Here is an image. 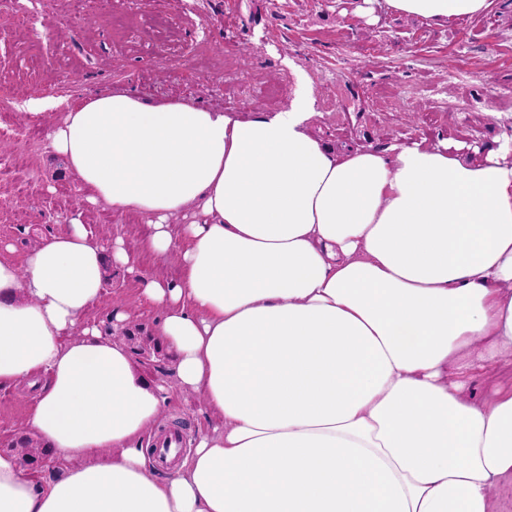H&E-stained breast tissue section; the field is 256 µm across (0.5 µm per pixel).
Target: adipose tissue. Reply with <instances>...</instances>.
Instances as JSON below:
<instances>
[{"instance_id": "obj_1", "label": "adipose tissue", "mask_w": 512, "mask_h": 512, "mask_svg": "<svg viewBox=\"0 0 512 512\" xmlns=\"http://www.w3.org/2000/svg\"><path fill=\"white\" fill-rule=\"evenodd\" d=\"M491 3L384 0L431 23ZM63 110L47 150L83 201L147 217L142 250L181 275L143 273L77 217L19 261L0 241V389L44 377L24 425L73 463L39 482L0 454V512H498L512 148L338 149L306 87L246 118L123 89ZM110 264L137 276L179 390L217 421L162 479L140 441L168 387L87 319Z\"/></svg>"}]
</instances>
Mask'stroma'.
<instances>
[{
  "label": "stroma",
  "mask_w": 512,
  "mask_h": 512,
  "mask_svg": "<svg viewBox=\"0 0 512 512\" xmlns=\"http://www.w3.org/2000/svg\"><path fill=\"white\" fill-rule=\"evenodd\" d=\"M116 13L132 20L119 32ZM202 36L217 54L243 55L244 66L222 74L196 67ZM301 77L313 90L318 136L340 147L448 137L485 151L511 145L512 0L441 26L388 13L383 0H0V97L14 107L0 118L5 126L24 124L28 97L77 103L117 88L149 100L275 112L288 107ZM259 79L277 85L276 97L254 94ZM33 127L35 181L0 175V240L14 245L15 259L75 216L101 243L120 235L137 247L146 219L79 206L77 177L46 152L48 120ZM106 276L95 321L126 342L138 374L167 375L172 358L156 333L159 312L123 270L107 266ZM118 306L131 318L116 330ZM35 394L25 381L0 391V452L25 435ZM177 419L191 447L210 426L201 397L174 388L159 422Z\"/></svg>",
  "instance_id": "stroma-1"
}]
</instances>
